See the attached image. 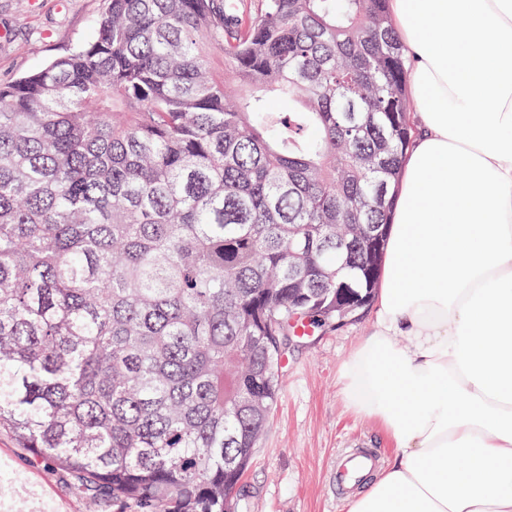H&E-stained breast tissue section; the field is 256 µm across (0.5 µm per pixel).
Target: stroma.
I'll return each mask as SVG.
<instances>
[{
	"mask_svg": "<svg viewBox=\"0 0 512 512\" xmlns=\"http://www.w3.org/2000/svg\"><path fill=\"white\" fill-rule=\"evenodd\" d=\"M104 0H0V82L38 69L89 39ZM365 313L309 337H289L281 389L254 453L238 512H345L331 485L337 459L368 446L386 458L392 443L374 423L345 406L339 370L372 329ZM0 490L37 491L58 512H88L86 497L61 470L0 435Z\"/></svg>",
	"mask_w": 512,
	"mask_h": 512,
	"instance_id": "1",
	"label": "stroma"
}]
</instances>
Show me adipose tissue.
Wrapping results in <instances>:
<instances>
[{
    "label": "adipose tissue",
    "instance_id": "obj_1",
    "mask_svg": "<svg viewBox=\"0 0 512 512\" xmlns=\"http://www.w3.org/2000/svg\"><path fill=\"white\" fill-rule=\"evenodd\" d=\"M418 134L339 379L394 442L348 512H512V0H389Z\"/></svg>",
    "mask_w": 512,
    "mask_h": 512
}]
</instances>
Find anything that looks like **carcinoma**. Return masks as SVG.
Listing matches in <instances>:
<instances>
[{"label":"carcinoma","instance_id":"carcinoma-1","mask_svg":"<svg viewBox=\"0 0 512 512\" xmlns=\"http://www.w3.org/2000/svg\"><path fill=\"white\" fill-rule=\"evenodd\" d=\"M388 0H106L0 83V433L97 505L225 512L282 337L371 305L412 143Z\"/></svg>","mask_w":512,"mask_h":512}]
</instances>
